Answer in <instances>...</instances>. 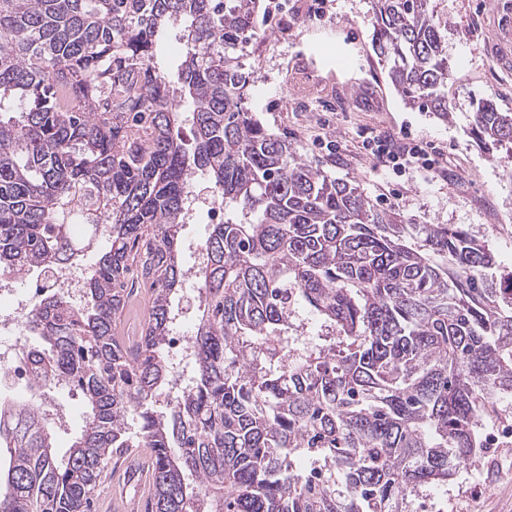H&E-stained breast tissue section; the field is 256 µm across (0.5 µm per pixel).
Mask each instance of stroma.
Wrapping results in <instances>:
<instances>
[{
  "instance_id": "1",
  "label": "stroma",
  "mask_w": 512,
  "mask_h": 512,
  "mask_svg": "<svg viewBox=\"0 0 512 512\" xmlns=\"http://www.w3.org/2000/svg\"><path fill=\"white\" fill-rule=\"evenodd\" d=\"M275 15H260L247 45L254 86L245 105L265 126L288 139L329 176L355 184L375 207L392 209L415 224H449L488 241L497 272H512V164L478 147L471 134L477 101L491 98L512 112V55L498 59L485 47L500 20L488 0H436L448 20L447 119L405 106L371 46L375 0H332L313 13V0H280ZM467 70H457L460 58ZM345 88L352 111L311 112L318 89ZM403 131L443 154L438 174L396 176L362 151L364 137ZM48 414L62 417L57 436L66 450L78 432L68 413L83 415L79 393L56 385L42 396ZM484 432L499 436L448 484L421 493L415 512H512V438L496 422Z\"/></svg>"
}]
</instances>
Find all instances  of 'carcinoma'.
Returning a JSON list of instances; mask_svg holds the SVG:
<instances>
[{
  "label": "carcinoma",
  "instance_id": "carcinoma-1",
  "mask_svg": "<svg viewBox=\"0 0 512 512\" xmlns=\"http://www.w3.org/2000/svg\"><path fill=\"white\" fill-rule=\"evenodd\" d=\"M259 7L0 0V268L96 255L88 306L53 292L27 321L34 385L78 389L83 425L61 454L42 406L0 402V512H92L112 459L139 448L146 512H411L485 448L482 421L512 393V275H495L487 242L376 209L258 121L244 100ZM172 29L177 92L158 57ZM447 30L431 0H377L390 82L443 119ZM470 133L512 161V112L482 99ZM197 172L232 215L201 244L194 376L179 386L166 344ZM138 266L148 321L120 341ZM298 297L322 327L302 350ZM296 457L319 469L296 472Z\"/></svg>",
  "mask_w": 512,
  "mask_h": 512
}]
</instances>
